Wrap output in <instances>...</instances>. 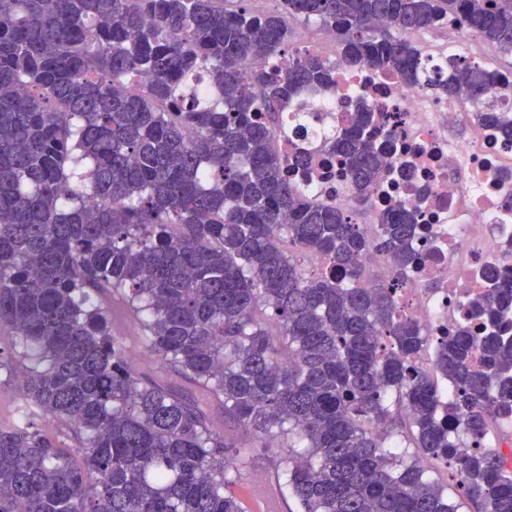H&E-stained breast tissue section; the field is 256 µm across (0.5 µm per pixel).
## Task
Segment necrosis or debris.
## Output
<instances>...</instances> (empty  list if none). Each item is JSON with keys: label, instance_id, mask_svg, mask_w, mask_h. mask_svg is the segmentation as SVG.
I'll list each match as a JSON object with an SVG mask.
<instances>
[{"label": "necrosis or debris", "instance_id": "necrosis-or-debris-1", "mask_svg": "<svg viewBox=\"0 0 512 512\" xmlns=\"http://www.w3.org/2000/svg\"><path fill=\"white\" fill-rule=\"evenodd\" d=\"M385 113L392 137L373 142L393 173L368 197L361 225L378 240L379 217L390 205L414 208L422 225L413 241L421 262L404 276L401 313L413 318L428 342L414 356L422 372L434 370L438 340L465 322L468 305L488 292L485 272L512 259V143L463 112L458 100L437 96L360 62L336 65V85L309 102L305 112L284 113L277 134L281 157H291L290 136L303 127L310 139L339 132L357 107ZM463 112L468 134L450 139L446 119ZM292 185L340 208L351 204L348 175L338 160L317 152L309 171H289Z\"/></svg>", "mask_w": 512, "mask_h": 512}]
</instances>
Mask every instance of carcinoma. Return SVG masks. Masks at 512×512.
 Returning <instances> with one entry per match:
<instances>
[{
  "label": "carcinoma",
  "instance_id": "cac0c4a2",
  "mask_svg": "<svg viewBox=\"0 0 512 512\" xmlns=\"http://www.w3.org/2000/svg\"><path fill=\"white\" fill-rule=\"evenodd\" d=\"M237 2L0 0V338L21 348L22 382L18 421L0 427V512H245L232 488L257 451L300 512H459L426 456L472 512H512V471L478 447L512 413V266L469 306L486 332L439 343L444 405L408 364L428 337L395 297L418 261L416 212L380 216L397 278L357 285L359 207L389 172L372 113L323 141L355 186L348 211L297 193L275 147L282 112L335 84L336 62L288 43L299 20L333 31L341 61L462 96L512 135L494 70L450 53L432 76L410 39L453 16L512 55V0ZM116 297L158 373L112 334Z\"/></svg>",
  "mask_w": 512,
  "mask_h": 512
}]
</instances>
